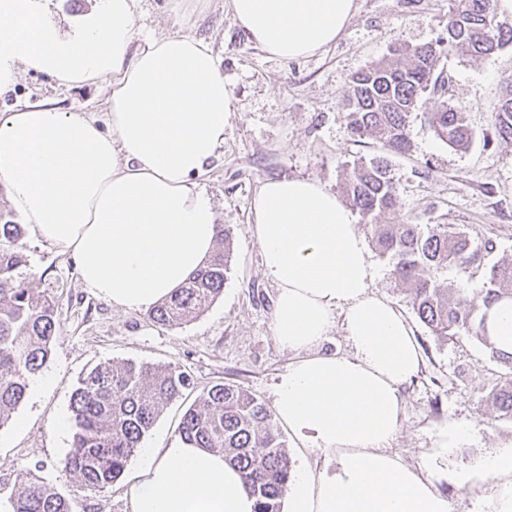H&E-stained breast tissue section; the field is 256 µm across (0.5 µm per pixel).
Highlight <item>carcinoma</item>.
<instances>
[{
  "label": "carcinoma",
  "instance_id": "1",
  "mask_svg": "<svg viewBox=\"0 0 512 512\" xmlns=\"http://www.w3.org/2000/svg\"><path fill=\"white\" fill-rule=\"evenodd\" d=\"M512 44V25L498 20L495 0H449L445 31L435 41L418 46L394 45L388 53L353 77L346 99L353 136L374 137L387 152L405 155L412 144L409 114L425 94L441 99L430 113L435 135L456 150L469 148L472 132L466 112L448 103V78L437 71L443 53L470 57L489 55ZM492 128L498 139L512 140V78L503 83ZM349 206L364 216L391 213L397 190L384 155L358 158L346 172ZM375 249L392 263V274L409 291L420 321L432 335L445 340L475 337L491 356L508 368L504 380L485 401L500 415L512 418V351L494 345L487 332V310L512 299V261L493 265L476 294L449 288L436 273L450 268L467 274L491 240L477 244L461 232L438 224L424 232L410 221L370 224ZM23 225L0 206V427L7 424L23 400L29 380L46 363L60 324L55 302L18 279L27 264L20 240ZM231 235L217 225L216 247L204 265L172 295L152 307L148 317L177 326L205 312L223 292ZM191 376L174 365L105 362L79 382L71 399L76 432L65 468L81 485L103 489L125 471L140 450L144 435L162 411L190 386ZM179 435L191 446L224 455L238 467L256 512H282L292 462L273 414L253 394L236 385L212 386L183 414ZM11 501V512H72L71 501L35 480L25 483Z\"/></svg>",
  "mask_w": 512,
  "mask_h": 512
}]
</instances>
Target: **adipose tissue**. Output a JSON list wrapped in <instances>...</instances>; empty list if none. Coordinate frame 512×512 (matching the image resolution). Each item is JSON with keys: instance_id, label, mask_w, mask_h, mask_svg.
<instances>
[{"instance_id": "ef3b65f1", "label": "adipose tissue", "mask_w": 512, "mask_h": 512, "mask_svg": "<svg viewBox=\"0 0 512 512\" xmlns=\"http://www.w3.org/2000/svg\"><path fill=\"white\" fill-rule=\"evenodd\" d=\"M236 22L268 55L300 58L332 44L355 0H229ZM138 0H98L72 31L52 0H0V95L21 70L66 84L104 82L105 121L45 102L0 113V187L32 234L75 263L84 288L112 306L147 310L212 254L217 213L194 176L224 143L233 98L211 48L175 33L143 36ZM251 229L264 275L278 287L273 334L296 359L274 391L278 419L333 473L299 470L288 512H448L432 480L389 446L399 390L419 370L413 331L372 290L363 236L336 194L315 180L263 183ZM354 352L322 351L334 310ZM502 483L488 512H512V448L488 457ZM130 512H254L223 454L177 441L141 449Z\"/></svg>"}]
</instances>
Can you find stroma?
Returning <instances> with one entry per match:
<instances>
[{
	"instance_id": "stroma-1",
	"label": "stroma",
	"mask_w": 512,
	"mask_h": 512,
	"mask_svg": "<svg viewBox=\"0 0 512 512\" xmlns=\"http://www.w3.org/2000/svg\"><path fill=\"white\" fill-rule=\"evenodd\" d=\"M355 6L336 42L315 55L288 59L268 56L251 42L227 0H196L187 23L170 12L169 0H140L137 26L158 37L181 31L209 43L232 92L224 145L194 179L232 235L224 291L190 321L161 325L146 311L112 307L88 291L71 260L25 233L27 264L18 275L54 300L60 335L42 369L50 386L26 392L0 428V512H9L11 495L29 479L68 497L74 512H129V474L102 490L84 489L64 468L73 437L56 431L60 419L72 417L70 400L80 380L101 363L173 364L191 375L192 389L156 420L142 440L146 447L171 446L186 409L213 385L240 386L272 405L275 385L295 355L282 350L273 335L277 287L262 271L249 224L252 200L266 180L281 178L313 179L343 196L346 162L383 152L378 141L354 137L347 125L344 103L353 76L391 46L434 41L448 20V0H355ZM438 67L452 80L453 104L468 114L473 144L461 153L440 141L428 123L439 101L423 96L410 118L411 153L389 158L397 206L376 221L408 220L426 230L445 224L477 242L492 239L494 250L481 257L485 270L512 259V143L491 135L502 80L512 75V44L480 58L444 55ZM106 96L100 83L66 87L24 71L14 90L0 97V112L46 100L59 110L100 119ZM369 257L375 292L403 313L423 358L416 377L401 388L402 422L390 451L409 469L431 465L448 512H486L499 480H478L473 472L485 457L512 444V418L500 416L481 397L506 369L477 339L432 336L389 261L374 250ZM451 421L472 423L473 433L447 457H437L433 436Z\"/></svg>"
}]
</instances>
